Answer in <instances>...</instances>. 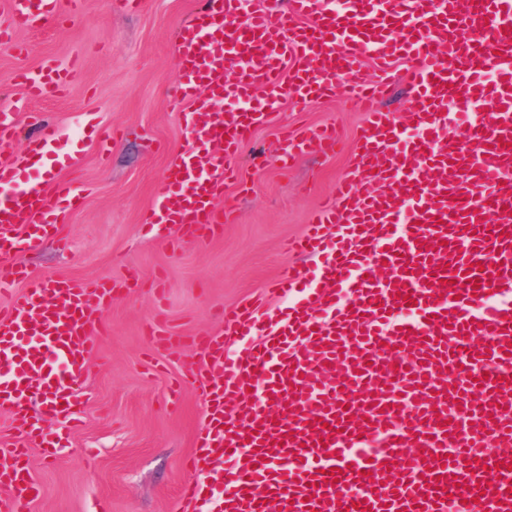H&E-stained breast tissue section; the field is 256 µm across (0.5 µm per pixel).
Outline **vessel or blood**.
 Here are the masks:
<instances>
[{
	"label": "vessel or blood",
	"mask_w": 512,
	"mask_h": 512,
	"mask_svg": "<svg viewBox=\"0 0 512 512\" xmlns=\"http://www.w3.org/2000/svg\"><path fill=\"white\" fill-rule=\"evenodd\" d=\"M201 3L178 31L169 89L189 145L150 223L194 241L232 223L218 204L237 178L231 160L284 94L302 104L342 86L365 120L347 175L286 244L296 261L276 286L298 297L273 314L260 300L217 310L218 335L174 336L161 318L148 328L157 348L188 349L184 367L208 376L183 512H269L274 501L281 512H512V0H286L246 15L241 0ZM60 9L12 0L0 44L58 23ZM402 60L412 67L400 117L382 102ZM72 77L48 61L17 73L23 96L0 100V295L11 297L0 309V412L22 440L0 446V512H29L40 494L29 445L52 458L67 449L116 290L108 278L34 277L10 256L81 200L70 182L20 174L53 164L71 133L30 114L39 131L25 157L13 151L18 116ZM227 100L239 108L222 110ZM335 150L329 127L280 140L286 166ZM302 258L317 273L305 275ZM220 464L218 497L202 478Z\"/></svg>",
	"instance_id": "vessel-or-blood-1"
}]
</instances>
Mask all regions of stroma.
<instances>
[{"label": "stroma", "instance_id": "obj_1", "mask_svg": "<svg viewBox=\"0 0 512 512\" xmlns=\"http://www.w3.org/2000/svg\"><path fill=\"white\" fill-rule=\"evenodd\" d=\"M198 8L197 0H143L135 12L113 0L67 2L63 25L19 32L25 53L0 55V95L9 97L20 92L18 70L48 58L79 63L64 97L34 106L44 123L77 129L69 146L75 161L57 173L40 165L26 173L70 180L82 200L59 229L66 247L50 238L15 259L40 277L110 278L125 286L105 311V333L83 371L82 428L58 458L30 453L42 490L31 512H180L178 487L189 477L182 460L204 422L207 390L147 336L153 291L165 289L166 319L191 336L220 331L213 317L220 307L261 296L284 306L273 287L289 261L281 245L304 231L354 159L364 121L357 105L341 93L301 109L288 99L234 160L238 183L225 187L223 200L235 206L236 223L205 244L177 242L174 229L146 223L168 168L187 147L184 117L167 109L165 89L176 76V33ZM320 124L340 133L335 156L310 153L281 170L279 128ZM100 129L115 134L105 152ZM260 154L265 164L257 170L252 160Z\"/></svg>", "mask_w": 512, "mask_h": 512}]
</instances>
